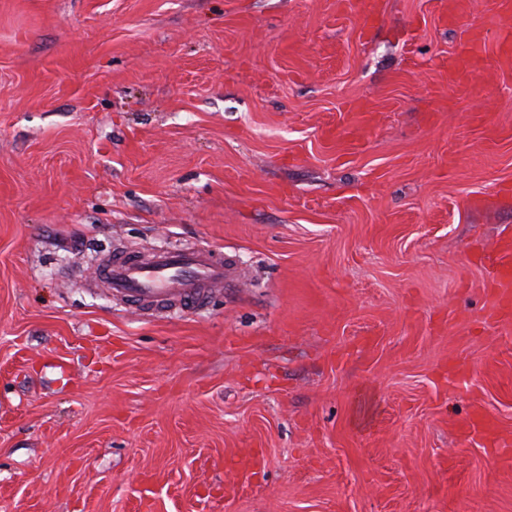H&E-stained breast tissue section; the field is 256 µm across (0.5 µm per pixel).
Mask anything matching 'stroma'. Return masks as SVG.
Segmentation results:
<instances>
[{"label": "stroma", "instance_id": "1", "mask_svg": "<svg viewBox=\"0 0 512 512\" xmlns=\"http://www.w3.org/2000/svg\"><path fill=\"white\" fill-rule=\"evenodd\" d=\"M446 3L0 0V512H512V74ZM118 246L238 282L148 317ZM485 34L481 28L471 27L465 31L455 57L448 62V79L472 81L483 60ZM485 317L495 322L512 319V238H502L492 264L491 287L486 292ZM466 436H479L481 438H494L497 435L495 424L483 413L478 412L474 418L463 428Z\"/></svg>", "mask_w": 512, "mask_h": 512}]
</instances>
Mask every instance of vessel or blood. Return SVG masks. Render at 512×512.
<instances>
[{
    "label": "vessel or blood",
    "instance_id": "1",
    "mask_svg": "<svg viewBox=\"0 0 512 512\" xmlns=\"http://www.w3.org/2000/svg\"><path fill=\"white\" fill-rule=\"evenodd\" d=\"M491 12L503 70L512 69V0H491ZM485 34L466 30L455 57L448 63L452 81L472 80L483 60ZM99 282L114 299L143 312L176 307L187 310L210 299L215 289L231 281L224 254L214 249L159 250L146 258L116 253L98 270ZM485 316L496 322L512 320V238H502L492 264V282L486 292Z\"/></svg>",
    "mask_w": 512,
    "mask_h": 512
}]
</instances>
